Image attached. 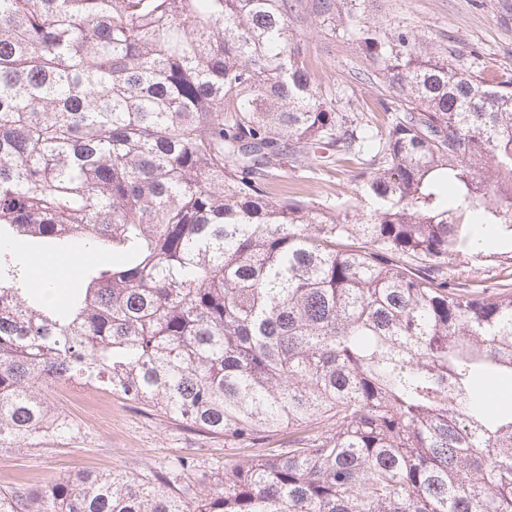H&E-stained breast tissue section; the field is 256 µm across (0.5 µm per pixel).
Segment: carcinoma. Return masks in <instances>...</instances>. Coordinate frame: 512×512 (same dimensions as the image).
<instances>
[{
  "label": "carcinoma",
  "mask_w": 512,
  "mask_h": 512,
  "mask_svg": "<svg viewBox=\"0 0 512 512\" xmlns=\"http://www.w3.org/2000/svg\"><path fill=\"white\" fill-rule=\"evenodd\" d=\"M296 0H0V447L101 385L244 453L0 487V512H512V78L317 0L393 102L316 83ZM356 166L331 208L278 173ZM87 254L30 288L15 243ZM287 449L277 453L269 445Z\"/></svg>",
  "instance_id": "1"
}]
</instances>
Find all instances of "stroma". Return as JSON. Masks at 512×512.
<instances>
[{
  "instance_id": "obj_1",
  "label": "stroma",
  "mask_w": 512,
  "mask_h": 512,
  "mask_svg": "<svg viewBox=\"0 0 512 512\" xmlns=\"http://www.w3.org/2000/svg\"><path fill=\"white\" fill-rule=\"evenodd\" d=\"M302 2L294 26L306 35L307 53L324 94L376 115L380 80L362 73L355 45L336 38L322 24L315 0ZM368 14L383 24L416 27L430 47L447 52L449 61L467 60L477 51L486 74L512 73V0H370ZM281 180L290 190H302L326 204L353 188L350 172L333 163L315 168L301 160ZM70 393L63 411L79 423V433L37 448H0V487L21 480L36 486L76 469L136 474L183 455L208 470L237 454L222 436L192 431L120 395L92 387H74Z\"/></svg>"
}]
</instances>
